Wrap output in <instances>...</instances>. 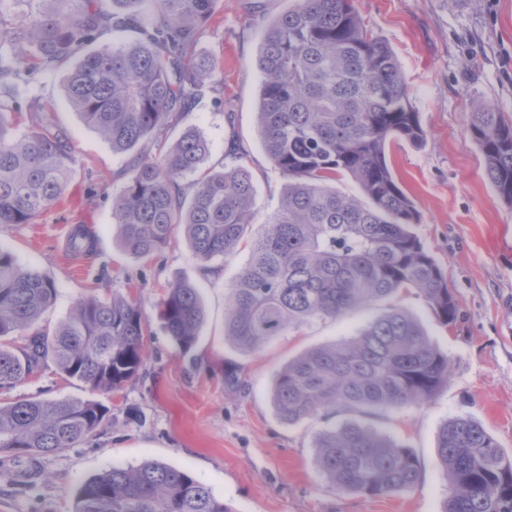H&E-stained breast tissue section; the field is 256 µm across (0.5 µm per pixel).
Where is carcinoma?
Segmentation results:
<instances>
[{
	"label": "carcinoma",
	"instance_id": "obj_1",
	"mask_svg": "<svg viewBox=\"0 0 512 512\" xmlns=\"http://www.w3.org/2000/svg\"><path fill=\"white\" fill-rule=\"evenodd\" d=\"M0 16V224H29L61 201L75 164L68 133L50 106L21 95L41 73L69 67L70 107L112 151L130 156L126 183L112 197L119 244L133 258L164 247L182 227L205 268L239 245L244 264L225 296L224 340L242 353L317 319H336L374 302L384 312L349 339L307 350L277 373L272 403L289 424L338 414L371 416L420 406L448 384L450 363L419 321L394 303L417 290L444 324L458 303L412 226L413 201L387 161L395 139L425 142L400 63L367 29L355 0H293L265 29L258 68L262 145L288 185L262 232L250 235L256 187L248 154L205 168L206 138L166 133L195 104L193 90L223 84L220 62L197 52L216 0H22ZM107 33H129L103 43ZM31 124L16 132L13 117ZM488 181L512 204V123L486 103L469 113ZM200 174L186 192L184 179ZM352 177L365 201L329 185ZM76 254L93 250L83 224L70 236ZM57 288L45 273L0 247V338L33 327ZM163 330L189 353L205 321L199 289L177 280L161 303ZM147 317L123 296L91 295L51 334L0 346V389L52 363L103 393L136 378L144 363ZM112 423L96 400L21 399L0 404V450L34 460L86 443ZM316 463L336 489L383 496L413 488L415 454L354 420L321 429ZM437 456L453 493L443 512H512V457L469 416L445 422ZM74 512H228L192 474L159 463L113 467L87 480Z\"/></svg>",
	"mask_w": 512,
	"mask_h": 512
}]
</instances>
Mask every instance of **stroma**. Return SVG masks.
Listing matches in <instances>:
<instances>
[{"label":"stroma","mask_w":512,"mask_h":512,"mask_svg":"<svg viewBox=\"0 0 512 512\" xmlns=\"http://www.w3.org/2000/svg\"><path fill=\"white\" fill-rule=\"evenodd\" d=\"M248 19L241 0H216L198 49L224 66L220 91L198 89L181 128L201 131L220 166L229 143L247 151L257 188L258 223L277 208L288 184L265 153L256 112L258 68L268 22L290 0H262ZM368 30L395 53L425 132L423 146L392 141L388 160L413 200L414 232L443 270L460 315L442 325L422 297L402 306L421 322L451 360V376L419 407L380 411L371 424L411 449L421 465L411 490L384 496L343 493L315 463L321 421L295 424L276 415L274 378L301 351L352 337L382 311L376 303L335 320L314 321L242 354L224 340V296L245 260L238 252L202 269L181 233L160 252L135 259L118 243L112 196L125 179V155L73 112L65 99V71L39 76L30 95L51 103L50 117L68 132L75 173L64 202L30 224H0V247L24 266L46 273L57 296L38 324L50 330L76 301L90 294H120L149 318L146 358L138 378L110 393L48 367L9 391L0 403L40 397L96 400L112 410V423L91 441L39 458L36 475L22 478L24 463L0 452V512H74L84 482L102 471L154 461L189 471L223 500L229 512H441L452 486L436 452L441 424L455 416L476 420L499 448L512 454V205L484 175L483 159L466 125L473 103L485 102L512 122V0H357ZM95 233V251L73 254L75 225ZM184 279L199 288L206 311L201 336L182 353L162 328L168 286ZM238 368L244 387L228 392L224 369Z\"/></svg>","instance_id":"35a3bbf8"}]
</instances>
